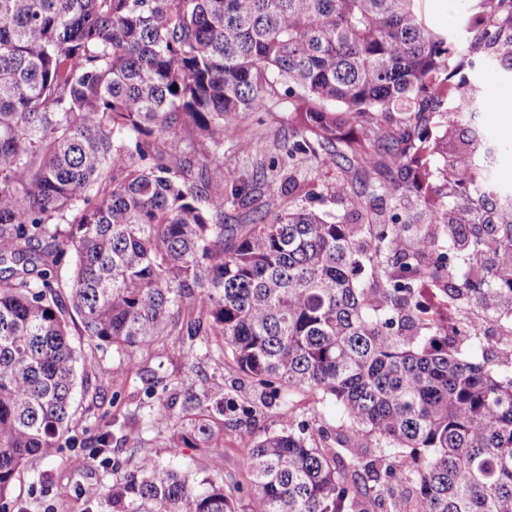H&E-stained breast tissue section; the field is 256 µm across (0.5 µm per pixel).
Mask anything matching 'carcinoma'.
I'll use <instances>...</instances> for the list:
<instances>
[{
  "label": "carcinoma",
  "mask_w": 512,
  "mask_h": 512,
  "mask_svg": "<svg viewBox=\"0 0 512 512\" xmlns=\"http://www.w3.org/2000/svg\"><path fill=\"white\" fill-rule=\"evenodd\" d=\"M417 2L0 0V512L77 443L76 318L125 374L172 344L277 409L271 432L211 377L149 387L73 460L133 441L108 512H512V194L456 62L512 73V0H478L464 42ZM283 94L288 175L224 172L234 120ZM309 156L334 182L299 178ZM257 187L277 209L224 223ZM297 393L341 406L346 447ZM244 425L245 485L150 455Z\"/></svg>",
  "instance_id": "1"
}]
</instances>
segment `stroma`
<instances>
[{"mask_svg":"<svg viewBox=\"0 0 512 512\" xmlns=\"http://www.w3.org/2000/svg\"><path fill=\"white\" fill-rule=\"evenodd\" d=\"M423 17L437 28L458 32L463 19L478 11L477 0H419ZM490 104L481 120L494 134L512 129V81L492 79L487 88ZM239 133L224 142V168L237 176L251 178L257 165L269 161L273 146L291 138L287 102H279L261 112L243 114L237 120ZM74 343L89 362L99 363L101 369L111 373L112 380L99 384L94 373L83 376V391L76 394L77 428L87 436L97 434L99 428L111 418H124L130 410V400L142 388L139 376L122 374L112 366V354L90 343L87 337L75 336ZM249 436L242 431H225L224 446L217 451L220 472L224 476L244 482L248 472L243 453ZM74 451L63 448L51 460H34L27 464L16 482L13 495L25 512H46L47 505H54L55 512H85L84 500L64 493V486L80 485L89 489L94 512H105V499L112 485L119 478V471L105 470L95 462H87L81 470H73Z\"/></svg>","mask_w":512,"mask_h":512,"instance_id":"35a3bbf8","label":"stroma"}]
</instances>
